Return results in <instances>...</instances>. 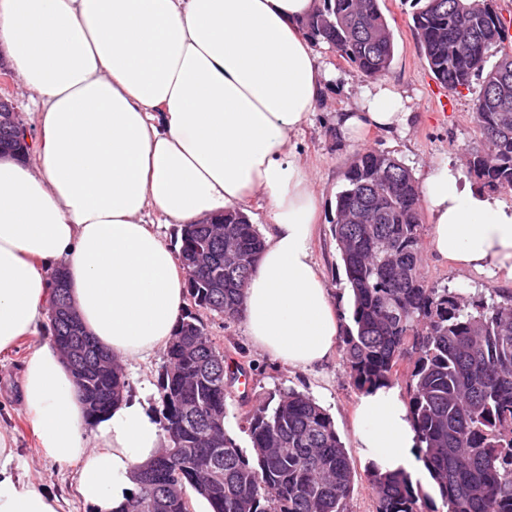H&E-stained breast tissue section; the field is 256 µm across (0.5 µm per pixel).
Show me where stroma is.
<instances>
[{
  "label": "stroma",
  "instance_id": "1",
  "mask_svg": "<svg viewBox=\"0 0 512 512\" xmlns=\"http://www.w3.org/2000/svg\"><path fill=\"white\" fill-rule=\"evenodd\" d=\"M381 8L393 34L394 58L384 79L409 100L412 117L407 129L386 135L371 133L365 143L342 139L336 132V113L351 106L370 81L361 77L326 44L314 49L329 69L332 78L317 106L312 121L295 138L296 149L307 162L314 188L324 197L322 218L317 226L312 249L328 288L333 295L346 289L343 264L332 233L331 219L335 200L341 191L343 174L360 148L385 151L410 168L416 180H423L433 163L462 160L469 150L482 148L483 140L472 120V103L481 83L473 81L458 92H448L424 63L413 31L411 0H381ZM421 270L438 287L459 289L467 295L490 288L512 290V280L486 272L460 271L423 250ZM201 319L214 341L228 353L241 350L248 365V387H231L226 399V430L238 447L249 449L250 438L241 421L242 401L262 402L274 393L293 389L312 396L331 416L336 431L351 457H358L351 411L358 392L352 386L341 356L312 371L293 370L263 355L252 347L243 321L205 313ZM47 329L22 340L10 354H0V427L12 432L20 473L50 486L62 499L63 512H84V504L75 491V469L42 458L31 421L17 397L20 366L33 346L50 341Z\"/></svg>",
  "mask_w": 512,
  "mask_h": 512
}]
</instances>
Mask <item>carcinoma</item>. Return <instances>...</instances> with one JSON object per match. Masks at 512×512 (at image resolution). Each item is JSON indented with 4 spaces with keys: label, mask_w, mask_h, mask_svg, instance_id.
<instances>
[{
    "label": "carcinoma",
    "mask_w": 512,
    "mask_h": 512,
    "mask_svg": "<svg viewBox=\"0 0 512 512\" xmlns=\"http://www.w3.org/2000/svg\"><path fill=\"white\" fill-rule=\"evenodd\" d=\"M421 56L449 92L482 78L473 121L484 148L470 152L468 173L492 193L512 191V42L505 23L474 0H425L412 14ZM361 76L385 74L393 35L380 0H321L305 25ZM499 58L485 70L489 48ZM11 100L0 96V153L26 158L31 146L4 123ZM332 232L352 298L353 326L340 336L343 363L358 391L407 377L410 418L424 447L426 470L447 512H512V292L466 297L429 284L420 271L419 185L386 152L360 151L344 172ZM241 265L224 269V244L208 224L181 228L178 256L210 246L212 267L188 280L200 310L243 318L244 290L264 241L243 213L215 219ZM67 289L53 288L46 306L51 336L70 327ZM206 333L198 316L180 318L159 377L165 448L137 469L125 505L133 512H191L187 488L210 512H351L356 470L326 411L309 395L288 390L244 411L251 454L228 436L226 397L241 364ZM70 367L91 417L108 411L126 387L122 365L87 332L74 337ZM374 512H424L431 502L403 474H368Z\"/></svg>",
    "instance_id": "carcinoma-1"
}]
</instances>
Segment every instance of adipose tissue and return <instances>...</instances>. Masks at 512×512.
<instances>
[{"label":"adipose tissue","instance_id":"ef3b65f1","mask_svg":"<svg viewBox=\"0 0 512 512\" xmlns=\"http://www.w3.org/2000/svg\"><path fill=\"white\" fill-rule=\"evenodd\" d=\"M319 0H0V44L35 104L29 160L0 158V353L44 321V270H61L81 321L120 362L165 350L185 306V274L145 218L195 224L264 195L272 214L244 292L252 344L280 363L332 358L341 313L312 250L323 199L292 143L330 76L302 30ZM384 81L336 118L357 141L407 126ZM422 203L429 246L459 268L512 279V202L433 164ZM38 452L76 469L87 512H119L138 466L166 444L150 382L91 419L50 344L20 373ZM370 472L423 477L405 397L362 391L353 413ZM0 433V512H61L18 471Z\"/></svg>","mask_w":512,"mask_h":512}]
</instances>
